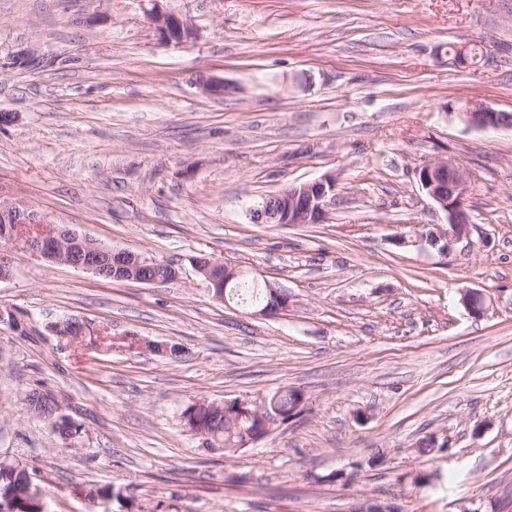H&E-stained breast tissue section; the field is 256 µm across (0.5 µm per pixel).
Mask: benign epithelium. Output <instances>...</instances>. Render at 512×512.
Wrapping results in <instances>:
<instances>
[{
	"label": "benign epithelium",
	"mask_w": 512,
	"mask_h": 512,
	"mask_svg": "<svg viewBox=\"0 0 512 512\" xmlns=\"http://www.w3.org/2000/svg\"><path fill=\"white\" fill-rule=\"evenodd\" d=\"M158 39L165 43L188 44L199 37L198 29L186 18L164 11L158 6L146 10ZM460 115L476 128L512 129V115L497 112L478 102H469ZM421 189L448 217V227L420 236L422 240L451 241L467 234L469 220L465 200L470 174L455 159H438L423 164L417 170ZM335 182L331 178L289 184L273 194L266 195L249 209V216L256 224H316L332 198ZM0 234L7 242L24 241L27 248L48 262L66 263L90 271L100 277L112 275L118 281H135L143 284H163L177 276L170 271L165 278L151 275L164 263L147 259L127 250H114L80 235L71 229H54L46 226L45 218L24 200L0 199ZM196 269L215 290L214 297L224 300V291L240 274L238 267L212 260H198ZM270 303L257 311L262 316L284 315L289 311L290 298L280 288L268 284ZM224 415L231 419L247 418L251 427L241 431L238 446L247 448L267 436L274 425L293 416L270 411L268 399L249 401L229 399L224 401ZM39 494L33 482H26V491H0V512H17L15 497Z\"/></svg>",
	"instance_id": "obj_1"
}]
</instances>
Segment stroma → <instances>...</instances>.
Masks as SVG:
<instances>
[{"label":"stroma","mask_w":512,"mask_h":512,"mask_svg":"<svg viewBox=\"0 0 512 512\" xmlns=\"http://www.w3.org/2000/svg\"><path fill=\"white\" fill-rule=\"evenodd\" d=\"M159 5L199 39L161 43L139 0H0V191L178 273L110 281L11 244L0 454L48 512H512V130L458 116L512 113V0ZM447 157L471 226L444 253L417 240L447 217L416 170ZM323 177L321 223L251 222L254 199ZM201 257L274 282L288 314L216 301ZM68 317L88 334L56 335ZM285 387L299 413L232 455L180 420ZM33 391L82 425L69 447ZM460 115L470 126L476 128L499 129L507 127L512 129V115L509 113L497 112L492 108L478 102H469Z\"/></svg>","instance_id":"stroma-1"}]
</instances>
